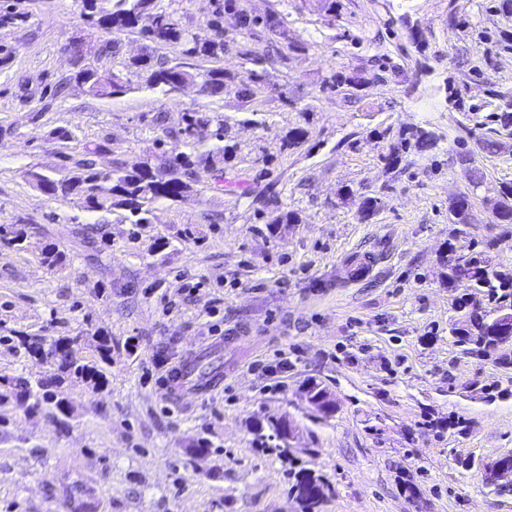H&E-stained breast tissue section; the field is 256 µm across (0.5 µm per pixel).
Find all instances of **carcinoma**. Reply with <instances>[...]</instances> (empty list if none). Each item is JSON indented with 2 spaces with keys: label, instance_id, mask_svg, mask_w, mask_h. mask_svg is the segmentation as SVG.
Returning <instances> with one entry per match:
<instances>
[{
  "label": "carcinoma",
  "instance_id": "carcinoma-1",
  "mask_svg": "<svg viewBox=\"0 0 512 512\" xmlns=\"http://www.w3.org/2000/svg\"><path fill=\"white\" fill-rule=\"evenodd\" d=\"M78 17L85 23L98 27L106 35L99 45L98 55L114 58L120 53L122 37L137 33L152 45L176 44L183 47L188 57L217 59L224 54L226 46L224 16L236 10L235 0H214L206 18V25L213 31V39L206 42L196 40L191 31L183 26L173 11L157 7V0H77ZM240 26L250 29L261 25L272 35L288 39L281 18L275 13L264 17L247 19L238 14ZM145 87L163 94L196 91L206 97H219L231 85L238 86L239 93L251 97L263 82L264 75L249 69L239 77L224 73L218 67H189L181 63L169 66L154 61L149 53L133 60ZM115 70L98 71L83 66L74 74V79L85 85L94 96L115 97L131 90L125 79H113ZM185 126L178 130L164 129L166 137L173 140L169 161L162 166V173L155 176L145 163L131 167L121 162L112 163L105 170L96 168L94 157L110 151L108 142L98 143L84 153L81 159L62 156L61 169L67 171L61 179L54 174L38 170L29 172L35 187H44L48 196L61 201L77 199L92 212L112 214L127 213L130 223H151L154 205L161 201H176L194 190L199 172L207 170L216 176H224V163L235 158L236 148L224 143L225 121L200 110L189 112L184 118ZM414 140L415 147L429 151L435 146L433 135L417 129L410 139L400 138V146L394 148L391 157L399 155L400 149ZM448 284L460 285L478 291L496 302L489 310L478 314L472 310L467 294L457 298L458 309L464 311L461 318L448 328V334L465 353L488 352L502 343L498 336L490 334L491 322L500 313L512 311V279L494 272L487 261L472 256L462 262L448 265ZM69 343L66 337L48 343H31L20 340V345L33 355H42L49 347H62ZM112 364V340L101 336L96 345V358L90 361L72 360L63 357L40 378L29 380L23 377L0 376V401L14 400L28 410L48 407L56 423L69 427L65 410L69 408L66 389L70 385L83 384L100 390L107 383L106 367ZM261 447L288 459V492L299 503L300 512H320V506L330 486L311 468L294 465L288 458L287 444Z\"/></svg>",
  "mask_w": 512,
  "mask_h": 512
}]
</instances>
